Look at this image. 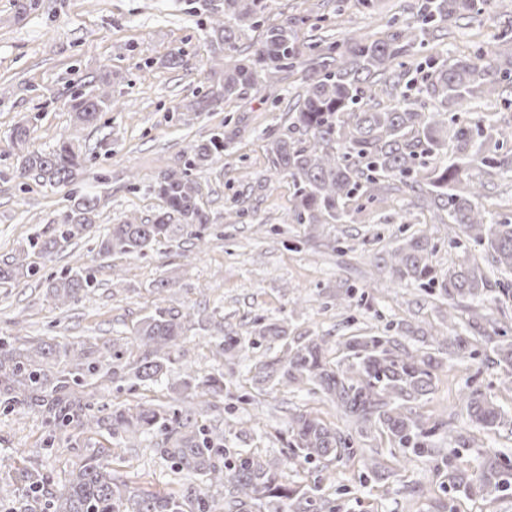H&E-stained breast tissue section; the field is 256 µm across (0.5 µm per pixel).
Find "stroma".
<instances>
[{
    "label": "stroma",
    "instance_id": "35a3bbf8",
    "mask_svg": "<svg viewBox=\"0 0 512 512\" xmlns=\"http://www.w3.org/2000/svg\"><path fill=\"white\" fill-rule=\"evenodd\" d=\"M266 2L267 23L298 18L299 41L322 46L362 34L382 36L388 21L411 16L416 0H372L368 8L354 0ZM15 13L16 0H0V261L60 221L70 193L85 188L101 201L95 233L73 239L33 277L0 286L1 338L18 344L116 339L130 348L131 330L141 318L159 306L179 309L187 316L183 352L163 382L133 387L102 371L88 378L87 392L132 412L147 400L174 403L184 364L202 375L224 374L233 383L231 394L217 400L207 423L220 425L230 446L279 457L286 449L289 412L312 411L344 433L354 427L324 396L286 388L252 393L247 360L224 357L219 348L223 329L249 340L253 319L265 317L286 320L290 335L316 334L333 344L353 333L390 335L400 323H429L452 334L448 301L398 282L376 261L422 229L438 267L460 262L470 246H450L446 214L420 211L409 206L407 193L384 187L351 202L349 223L312 228L296 222L293 187L275 174L269 142L287 125L304 92L303 68L286 69L273 82L258 79L246 95L198 112L194 103L208 91L214 64L206 0H39L26 19L15 21ZM511 27L512 0H495L492 12L452 20L448 35L415 57L414 91L426 87L427 57L440 52L452 60L502 51L501 34ZM177 50L182 63L169 66L166 59ZM107 72L122 110L104 113L101 129L74 126L72 92L89 90ZM31 117L36 124L27 150H51L65 135L89 149L91 160L73 182L50 187L16 177L19 150L10 133ZM219 131L225 135L223 157L195 174L212 218L205 245L194 247L184 237L161 242L143 256L113 258L111 265L95 267L93 294L54 304L47 295L49 278L72 267L74 256L91 263L96 232L128 218L152 217L162 205L152 185L186 146ZM478 176L485 183L482 206L497 220H512V171L482 169ZM163 278L174 280L173 289L154 293ZM349 286L357 293L345 310L336 295ZM212 313L217 322L200 327L199 318ZM468 382L491 387L498 404L512 409V391L499 384L496 371L476 360L452 358L420 412L470 431L458 399ZM47 433L39 413L0 404V512H9L19 496L13 475L24 461L37 463L58 488L85 457V447L60 439L46 447ZM93 441L111 452L114 472L130 487L166 491L179 479L155 452L154 437L136 448H117L103 430ZM355 446L353 458L289 464L284 474L291 483L320 484L347 512H440L448 501L456 512H512V495L452 497L423 457L394 463L387 481L367 479L372 450L384 459L389 450L373 430L356 438Z\"/></svg>",
    "mask_w": 512,
    "mask_h": 512
}]
</instances>
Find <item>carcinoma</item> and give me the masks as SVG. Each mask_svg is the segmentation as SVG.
I'll return each instance as SVG.
<instances>
[{"mask_svg":"<svg viewBox=\"0 0 512 512\" xmlns=\"http://www.w3.org/2000/svg\"><path fill=\"white\" fill-rule=\"evenodd\" d=\"M224 18L211 26L214 41L224 53V68L216 88L197 102L198 109L217 107L226 99L240 97L255 85L259 75L270 78L285 68L304 63L306 46L298 41L297 19L285 18L265 25L263 0H223ZM494 0H418L413 20L399 27L389 24L384 37L353 38L326 46L321 64L311 67L305 78V93L288 126L273 142L272 164L277 175L291 182L292 211L299 224L316 227L338 224L349 216V204L388 179L398 181L412 193L411 204L421 210L447 214L455 229L450 244L463 238L485 251L491 267L512 271V221L488 216L479 199L480 185L472 170L481 167L511 169L512 155L490 153L488 146L503 133L491 120H473L468 103L502 95L512 85V53L448 61L429 59L427 93L438 99L439 109L411 97V81L400 59L425 45L427 38L442 31L457 15L490 13ZM266 26L264 39L251 56L229 62L242 26ZM380 76L391 85L394 104L383 109L364 108L363 100ZM118 106L112 91L81 92L72 96L75 125L96 123L103 112ZM224 155V134L188 146L175 168L153 187L163 202L152 218L127 219L112 224L98 238L97 254L103 258L141 254L177 233L204 241L211 223L202 202L200 184L192 173ZM85 154L72 139L63 136L52 151H29L17 167L21 178L33 176L51 187L74 179ZM99 197L82 193L70 198L62 223L49 227L44 237L20 245L9 260L0 263V283L13 284L32 274L38 261H50L74 237L90 231L98 214ZM434 247L419 230L395 249L378 257L400 281H414L450 300L453 310L482 293L496 297L505 289L493 287L477 260L443 269L433 263ZM96 279L79 264L48 284L57 305L94 292ZM255 335L279 345V353L254 361L250 372L254 388L274 392L279 388L306 386L323 393L363 434L376 426L385 438L390 455L427 457L440 486L466 497L497 498L512 491V458L494 448L484 451L481 462L467 471L459 466L460 449L478 444L476 434L463 435L445 421L431 422L417 411L429 395L438 372L448 357V348L460 360L472 358L471 338L479 337L489 348L488 367L500 369L499 383L512 385V340L502 338L490 319H469L453 339L433 327L410 324L398 336L355 334L342 342L343 357H328L323 336H289L283 322L255 321ZM186 329L185 315L175 308H158L133 327L137 360L125 365L122 345L112 342V363L106 364L112 378L127 375L141 382H158L172 363V355ZM418 336L426 344L411 349L404 339ZM255 342H246L227 332L219 347L225 355L248 353ZM93 351L83 341L51 344L38 340L14 348L0 338V402L22 404L43 415L47 423L70 428L79 440L103 427L112 443L126 448L148 434L160 437L156 452L172 462L187 478L201 477L224 486V512H339L336 500L320 485H290L282 482L283 461L277 457L239 448H228L224 431L202 423L214 399L227 388L224 374L201 376L187 370L182 385L190 395L173 409L143 402L131 414L97 405L80 390L85 372L103 361L90 358ZM461 400L469 420L479 431L494 430L512 418L491 394L468 384ZM448 436V447L435 446L438 432ZM288 459L311 464L354 455L351 437L341 434L319 416L298 410L288 416ZM21 491L18 512H217L208 495L172 490L146 492L129 487L112 470L103 451L86 456L65 484L55 489L39 469H17Z\"/></svg>","mask_w":512,"mask_h":512,"instance_id":"obj_1","label":"carcinoma"}]
</instances>
